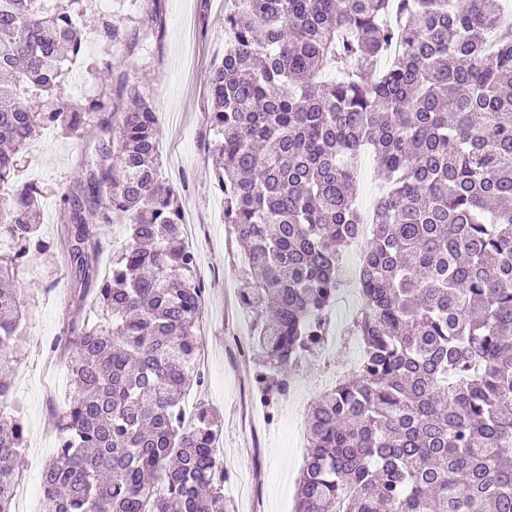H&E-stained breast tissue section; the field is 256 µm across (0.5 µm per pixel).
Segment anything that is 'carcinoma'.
Here are the masks:
<instances>
[{
	"label": "carcinoma",
	"instance_id": "obj_1",
	"mask_svg": "<svg viewBox=\"0 0 512 512\" xmlns=\"http://www.w3.org/2000/svg\"><path fill=\"white\" fill-rule=\"evenodd\" d=\"M503 0H224V58L209 79L213 177L268 384L285 393L327 336L338 268L364 217L357 166L384 172L348 334L357 366L310 405L295 512H512V33ZM101 34L134 54L138 38ZM84 40L69 6L0 0V281L51 252L36 183L13 180L41 128L96 118L94 153L60 201L79 292L97 322L56 341L74 395L42 473V512H233L210 408L185 423L202 288L178 192L160 178L151 95L104 63L119 107L51 99ZM98 224L128 243L96 284ZM26 316L0 288V512L25 449L7 412L12 341Z\"/></svg>",
	"mask_w": 512,
	"mask_h": 512
}]
</instances>
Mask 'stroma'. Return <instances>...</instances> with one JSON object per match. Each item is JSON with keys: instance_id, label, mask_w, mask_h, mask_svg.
I'll use <instances>...</instances> for the list:
<instances>
[{"instance_id": "stroma-1", "label": "stroma", "mask_w": 512, "mask_h": 512, "mask_svg": "<svg viewBox=\"0 0 512 512\" xmlns=\"http://www.w3.org/2000/svg\"><path fill=\"white\" fill-rule=\"evenodd\" d=\"M104 15L126 30L138 31L136 55L95 35L94 27ZM74 19L86 35L84 57L64 76L61 101H115V93L103 90L93 71L106 62L128 69L150 92L158 120L161 176L180 191L184 210L192 212L200 227L193 243L199 254L196 276L202 281L216 274L223 279L221 287L204 296L201 354L209 374L187 400L193 407L206 405L221 419L217 456L230 476L224 494L234 512H294L306 448L298 436L289 434L285 421L293 419L297 428H304L308 409L326 380L341 362L355 359L358 349L345 334L358 304L348 297L337 299L331 329L342 345L307 359L288 400L258 408L252 427H245L239 411L256 394L260 357L252 355L243 363L235 355L234 337L251 339L254 325L239 300L241 245L220 222L224 195L214 184L206 151L209 76L224 56V0H160L156 6L150 0H92L90 8L75 11ZM95 142V124H87L76 136L50 127L29 142L19 161L20 180L37 182L46 193L40 232L53 247L51 254L33 256L27 272L19 276L29 314L13 346L18 364L12 377V408L27 428L21 482L24 498L36 508L42 502L41 472L58 444L51 434L53 413L65 408L73 394L67 357L52 351L51 345L80 304L72 291L57 193L76 182L81 161Z\"/></svg>"}]
</instances>
